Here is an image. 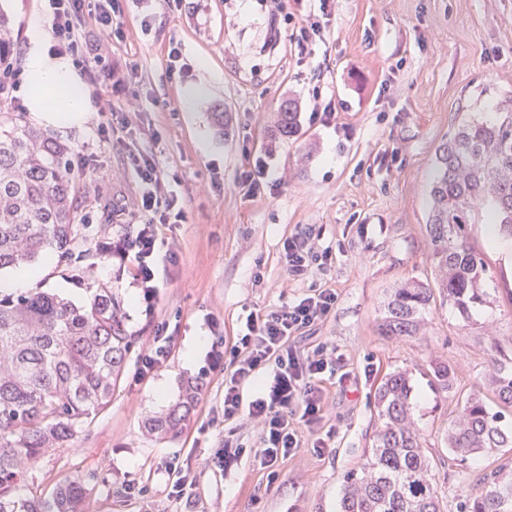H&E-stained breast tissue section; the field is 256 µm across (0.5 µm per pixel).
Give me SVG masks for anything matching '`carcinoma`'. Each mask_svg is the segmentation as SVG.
Listing matches in <instances>:
<instances>
[{"mask_svg": "<svg viewBox=\"0 0 512 512\" xmlns=\"http://www.w3.org/2000/svg\"><path fill=\"white\" fill-rule=\"evenodd\" d=\"M14 23L0 13V69L16 65ZM498 118L463 122L436 155L426 230L435 261L434 284L412 281L387 304L381 331L419 334L424 314L440 297L461 316L485 302L489 268L470 238L473 224H495L512 239V95L496 105ZM278 134L297 132L293 102L280 108ZM73 150L23 121L0 112V270L28 267L48 253L75 267L74 243L84 228L80 174L70 167ZM136 337L126 325L121 301L96 288L79 305L36 292L0 298V512H85L86 488L79 478L46 494L14 495L28 471L52 448L73 440L77 429L107 407L126 375ZM433 385L451 393L447 363L429 366ZM484 388L499 400L491 412L482 392L459 402L445 438L448 461L463 465L477 455L501 460L457 494L459 512H512V430L501 426L512 409V367H493ZM408 371L386 374L375 390L378 425L359 471L346 475L340 512H445L434 464L412 412ZM199 388L183 387L175 404L144 422L156 438L176 436L190 420Z\"/></svg>", "mask_w": 512, "mask_h": 512, "instance_id": "cac0c4a2", "label": "carcinoma"}]
</instances>
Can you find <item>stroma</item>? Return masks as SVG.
I'll return each instance as SVG.
<instances>
[{
    "label": "stroma",
    "instance_id": "stroma-1",
    "mask_svg": "<svg viewBox=\"0 0 512 512\" xmlns=\"http://www.w3.org/2000/svg\"><path fill=\"white\" fill-rule=\"evenodd\" d=\"M124 40L112 67L134 85L115 96L101 89L78 127L53 129L58 140L96 154L81 197L90 219L75 251L84 274L58 259L32 273L29 291L89 302L102 284L122 300L138 347L165 324L166 366L136 376L130 359L110 406L67 447L49 451L27 487L49 491L82 477L89 512H338L346 474L359 468L378 424L374 392L395 368L415 374V415L434 457L459 395L478 386L492 361L512 363V270L486 243L483 225L472 241L490 268V302L462 321L449 305L432 303L423 335H381L390 294L404 282L432 279L426 231L436 153L462 122L485 118L512 94V0H334L324 38L299 62L292 35L316 0H125ZM180 58L170 63L169 51ZM297 106L299 132L275 137L282 101ZM126 113L112 143L100 147V107ZM336 110L332 123L313 112ZM153 154L185 202L187 219L166 226L177 255L161 272L153 316H145L131 266L100 256V224L134 234L139 186L125 167L129 150ZM263 162L265 188L248 197L242 173ZM310 236L332 260L289 277L283 242ZM332 288L335 310L303 330L304 350L327 347L341 356L322 383L325 410L314 434L324 452L296 449L273 468L252 450L257 426L240 418L245 454L225 470L204 461L224 443V375L199 379L214 337L234 343L242 317L266 313ZM451 366L455 394L435 390L432 359ZM349 381H340L341 373ZM200 381L189 425L176 438L148 437L143 422L173 404L184 384ZM194 476L191 502L170 498L165 466ZM146 488L140 496L138 488Z\"/></svg>",
    "mask_w": 512,
    "mask_h": 512
}]
</instances>
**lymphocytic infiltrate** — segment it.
<instances>
[{
    "mask_svg": "<svg viewBox=\"0 0 512 512\" xmlns=\"http://www.w3.org/2000/svg\"><path fill=\"white\" fill-rule=\"evenodd\" d=\"M122 13L123 0H46L45 14L54 33L49 54L72 58L87 87L106 85L113 94L126 93L125 80L114 76L109 63L113 44L123 39ZM126 165L142 189L138 229L132 236L117 235L104 224L100 233L112 242L108 259L133 263L137 286L150 311L157 297L162 229L184 222L185 208L154 156L132 151ZM283 251L288 273L294 277L305 275L312 261L332 258L330 250L315 251L309 237L299 234L284 241ZM336 301L335 290L317 289L270 312H249L236 344L228 347L219 340L211 346L207 366L224 374V418L234 421L244 414L259 425L260 446L254 456L261 465L273 466L300 448L299 425L311 426L321 418L323 397L317 381L323 374L335 373L339 360L323 347L301 350L294 339L326 318ZM266 370L271 376L264 392L244 400V387L256 383Z\"/></svg>",
    "mask_w": 512,
    "mask_h": 512,
    "instance_id": "obj_1",
    "label": "lymphocytic infiltrate"
}]
</instances>
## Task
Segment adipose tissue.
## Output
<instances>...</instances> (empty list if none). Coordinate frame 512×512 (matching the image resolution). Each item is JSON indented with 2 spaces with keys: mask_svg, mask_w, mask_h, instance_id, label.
I'll return each mask as SVG.
<instances>
[{
  "mask_svg": "<svg viewBox=\"0 0 512 512\" xmlns=\"http://www.w3.org/2000/svg\"><path fill=\"white\" fill-rule=\"evenodd\" d=\"M29 39L25 67L30 89L26 100L28 112L39 122L54 128L82 125L92 102L70 61L49 54L48 48L54 39L51 26L41 18H32Z\"/></svg>",
  "mask_w": 512,
  "mask_h": 512,
  "instance_id": "adipose-tissue-1",
  "label": "adipose tissue"
}]
</instances>
